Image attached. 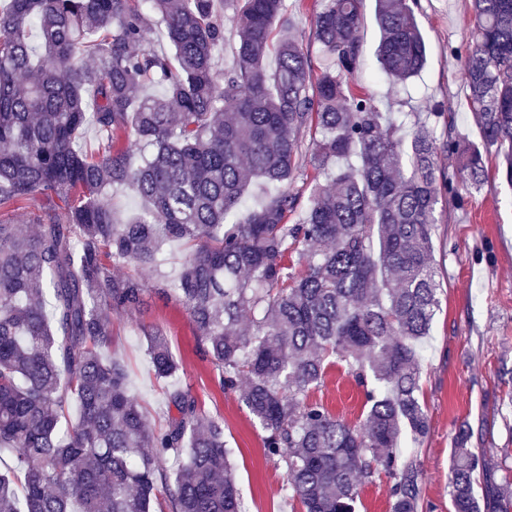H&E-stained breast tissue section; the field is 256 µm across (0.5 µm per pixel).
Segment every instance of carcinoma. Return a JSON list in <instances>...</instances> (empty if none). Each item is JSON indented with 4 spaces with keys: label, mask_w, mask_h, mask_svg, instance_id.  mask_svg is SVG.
<instances>
[{
    "label": "carcinoma",
    "mask_w": 512,
    "mask_h": 512,
    "mask_svg": "<svg viewBox=\"0 0 512 512\" xmlns=\"http://www.w3.org/2000/svg\"><path fill=\"white\" fill-rule=\"evenodd\" d=\"M230 2L235 60L219 71L217 0H0V452L11 459L0 512H248L223 420L172 387L166 425L152 426L125 367L106 356L112 314L149 290L112 275L106 259L152 268L166 240L191 244L174 291L220 383L241 389L267 455L285 464L291 498L306 512H355L380 471L391 512L426 509L399 435L429 431L418 393L439 307L437 209L464 204L459 181L483 184L492 150L512 185V0H470L465 75L479 144L439 142L423 127L407 136L351 88L361 0H323L316 39L328 65L317 76L288 0ZM375 20L382 73L418 76L427 47L411 5L377 0ZM156 23L171 56L149 45ZM146 83L161 95L136 96ZM89 124L94 151L78 145ZM131 143L152 152L134 165ZM441 154L456 156L455 171L439 167ZM348 157L356 163L301 206L289 186L307 164L324 171ZM254 180L276 191L246 209ZM114 185L144 202L126 224L99 200ZM36 196L47 206L34 230L8 219ZM146 336L156 377L172 378L178 362L162 331ZM331 357L363 388L357 426L308 401ZM469 440L459 425L453 512H482ZM511 486L507 467L487 512H512Z\"/></svg>",
    "instance_id": "cac0c4a2"
}]
</instances>
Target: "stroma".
I'll use <instances>...</instances> for the list:
<instances>
[{
	"label": "stroma",
	"mask_w": 512,
	"mask_h": 512,
	"mask_svg": "<svg viewBox=\"0 0 512 512\" xmlns=\"http://www.w3.org/2000/svg\"><path fill=\"white\" fill-rule=\"evenodd\" d=\"M321 0H304L291 22L308 50L314 69L325 60L315 40L314 21ZM415 15L427 46V62L406 85L384 80L376 60L380 40L375 0H362L360 65L353 83L376 98L381 111L396 113L405 132L426 127L436 139L456 135L476 142L480 130L467 105L460 48L472 14L468 0H418ZM484 184L464 208L439 209L435 258L439 265V308L421 349L419 397L429 418L426 438L416 447L423 471L421 496L431 512H451L448 471L453 435L460 424L472 432L482 478H501L512 467V186L488 158ZM187 248L171 241L161 247V264L138 269L112 267L120 276L158 283L173 280ZM163 328L181 369L176 379L191 390L207 414L222 417L238 485L249 512H304L290 496L283 463L267 456L265 432L239 400L222 388L184 305L174 295L150 291L139 310L112 317L109 356L126 368L132 393L152 425L167 419L166 381L157 379L146 353L145 333ZM311 402L357 424L365 415L364 394L345 364L326 369Z\"/></svg>",
	"instance_id": "obj_1"
}]
</instances>
